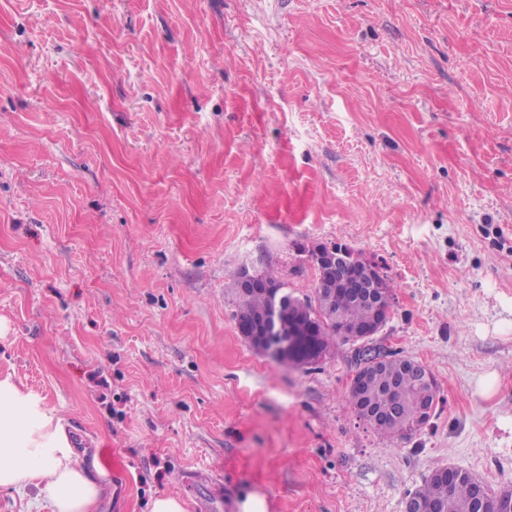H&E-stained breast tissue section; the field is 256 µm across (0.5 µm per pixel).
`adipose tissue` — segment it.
Here are the masks:
<instances>
[{
    "label": "adipose tissue",
    "mask_w": 512,
    "mask_h": 512,
    "mask_svg": "<svg viewBox=\"0 0 512 512\" xmlns=\"http://www.w3.org/2000/svg\"><path fill=\"white\" fill-rule=\"evenodd\" d=\"M36 487L51 512H98L109 487L76 452L65 419L12 375L0 376V490Z\"/></svg>",
    "instance_id": "obj_1"
}]
</instances>
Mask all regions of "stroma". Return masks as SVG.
I'll return each mask as SVG.
<instances>
[{
	"mask_svg": "<svg viewBox=\"0 0 512 512\" xmlns=\"http://www.w3.org/2000/svg\"><path fill=\"white\" fill-rule=\"evenodd\" d=\"M322 242L383 264L374 341L438 390L411 436L350 407L353 345L295 369L237 334L236 272L310 293ZM7 371L105 470L101 512L512 487V0H0Z\"/></svg>",
	"mask_w": 512,
	"mask_h": 512,
	"instance_id": "stroma-1",
	"label": "stroma"
}]
</instances>
